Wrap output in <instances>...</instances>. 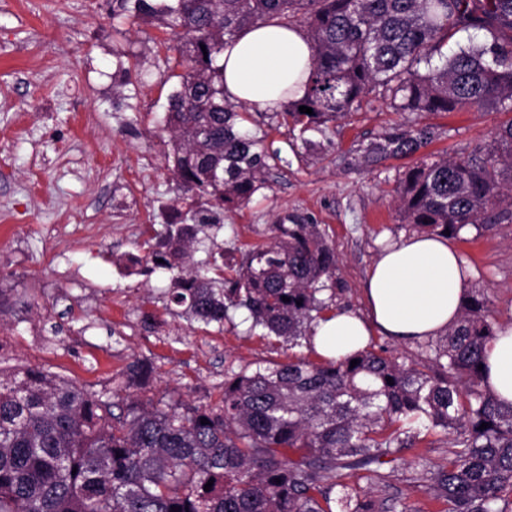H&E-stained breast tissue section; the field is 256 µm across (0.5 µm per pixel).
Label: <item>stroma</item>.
Segmentation results:
<instances>
[{
  "mask_svg": "<svg viewBox=\"0 0 512 512\" xmlns=\"http://www.w3.org/2000/svg\"><path fill=\"white\" fill-rule=\"evenodd\" d=\"M111 15L112 0H0V373L43 369L108 395L130 366L146 364L140 399L215 406L228 370L284 362L289 350L248 334L242 309L220 327L187 320L168 301V273L135 265L173 220L180 190L167 162L169 87L152 43L159 31L143 23L117 40ZM118 48L140 62L141 83L114 80ZM511 118L477 109L422 116L436 140L376 166L356 147L411 120L382 100L338 119L319 153L291 149L285 130L271 131L283 163L246 207L221 213L187 268L207 267L218 252L239 259L269 241L278 216L295 213L336 248L337 308L365 311L368 270L387 244L412 233L393 193L406 168L433 153L469 154ZM455 246L471 270L467 294L485 295L493 327L512 323V224L467 227ZM447 455L438 446L402 452L385 465L387 485L375 496L439 512L413 488L411 463Z\"/></svg>",
  "mask_w": 512,
  "mask_h": 512,
  "instance_id": "stroma-1",
  "label": "stroma"
}]
</instances>
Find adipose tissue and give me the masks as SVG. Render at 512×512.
Here are the masks:
<instances>
[{"mask_svg": "<svg viewBox=\"0 0 512 512\" xmlns=\"http://www.w3.org/2000/svg\"><path fill=\"white\" fill-rule=\"evenodd\" d=\"M224 95L249 109L272 112L305 92L311 47L299 30L260 23L224 47ZM469 271L448 238L413 234L382 249L364 285L368 315L328 314L313 329L318 355L341 358L366 349L373 330L399 340L438 336L454 326ZM483 387L512 405V324L500 327L483 361Z\"/></svg>", "mask_w": 512, "mask_h": 512, "instance_id": "ef3b65f1", "label": "adipose tissue"}]
</instances>
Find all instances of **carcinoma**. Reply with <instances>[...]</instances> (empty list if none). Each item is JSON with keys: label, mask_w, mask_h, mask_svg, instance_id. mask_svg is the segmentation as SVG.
I'll return each instance as SVG.
<instances>
[{"label": "carcinoma", "mask_w": 512, "mask_h": 512, "mask_svg": "<svg viewBox=\"0 0 512 512\" xmlns=\"http://www.w3.org/2000/svg\"><path fill=\"white\" fill-rule=\"evenodd\" d=\"M270 20L300 23L312 59L304 97L269 120L315 152L331 124L371 96L418 116L512 112V0H112L115 35L151 21L179 39L177 55L163 59L175 80L165 125L168 161L193 215L145 258L149 271L172 274L170 302L189 318L222 325L242 308L251 329L310 348L314 325L336 311V250L320 225L287 213L232 277L183 275L197 225L248 204L267 187L271 164L287 162L246 107L224 97V45ZM471 28L484 41L443 52ZM435 138L427 124L391 126L357 152L377 164ZM397 194L402 222L416 231L456 238L470 225L512 224V119L469 155L408 168ZM494 335L475 293L458 323L427 343L425 361L368 349L322 363L294 355L230 371L214 408L127 398L116 415L103 396L50 372L0 375V512H407L346 478L361 472L384 487L388 458L433 444L434 434L448 457L434 470L415 462L416 490L442 512H512V407L483 390L478 369ZM149 374L131 371L112 396Z\"/></svg>", "instance_id": "obj_1"}]
</instances>
